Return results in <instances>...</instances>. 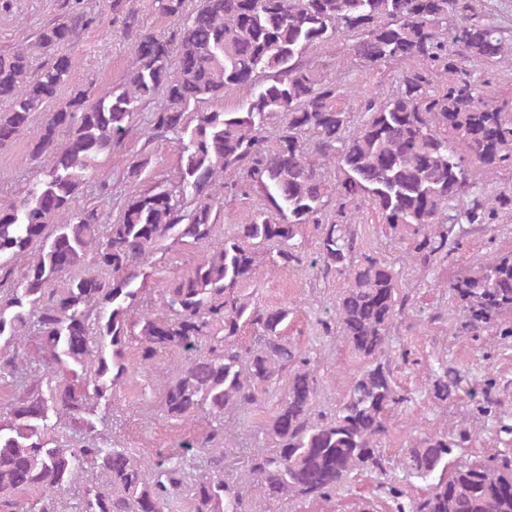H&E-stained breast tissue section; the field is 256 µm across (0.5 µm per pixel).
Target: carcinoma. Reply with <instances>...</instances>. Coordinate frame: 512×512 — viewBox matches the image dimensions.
<instances>
[{
    "instance_id": "obj_1",
    "label": "carcinoma",
    "mask_w": 512,
    "mask_h": 512,
    "mask_svg": "<svg viewBox=\"0 0 512 512\" xmlns=\"http://www.w3.org/2000/svg\"><path fill=\"white\" fill-rule=\"evenodd\" d=\"M163 16L180 17L184 0H154ZM133 66L105 93L75 91L49 112L69 83L71 47L99 24L85 0H64L60 18L34 33L33 48L48 56L32 72L30 48L0 52V148L17 141L37 112L46 113L24 160L38 179L24 195L0 203V377H15L36 357L59 377L49 396L30 376L0 413V512H57L58 497L75 490L80 471L108 477L109 489L86 488L80 512H164L184 489L181 467L161 459L144 477L136 457L104 447L95 423L130 373L127 349L142 365L179 349L180 365L162 389L170 418L210 422L202 439L185 444L207 455L208 469L190 486L192 512H252L239 482L224 478L231 447L226 415L256 406L259 393L288 372L275 412L262 427L272 448L253 454L246 472L269 497L336 494L359 472L386 474L379 439L387 413L408 401L387 358L393 325L407 297L394 265L356 246L352 206L366 201L390 232L406 241L407 256L423 267L448 258L456 226L496 224L512 214V189L477 188L472 167L490 174L512 167V112L488 93L493 67L505 51L504 32L480 16L472 0H201L176 29L145 32L129 11L122 18ZM351 36V59L364 67H397L395 90L360 100V120L337 107L341 81L324 79L306 59L312 47ZM229 91L244 94L232 111L201 105ZM155 104L145 143L175 141V179L132 194L113 224L97 207L75 208L100 157L135 130L138 110ZM281 123L267 145L271 120ZM67 135L60 142L61 134ZM151 157L128 164L123 178L139 184ZM336 169L333 215L324 167ZM237 178L222 180L226 174ZM257 193L265 207L235 225L224 247L203 258L161 294V311L129 320L143 302L147 267L159 251L212 236L223 196ZM320 230L309 266L347 279L334 321L364 363L348 394L330 414L314 415L317 386L311 359L280 335L284 307L245 298L242 283L256 274L264 246L276 264L302 261L298 226ZM30 257L16 274L15 262ZM107 278L77 276L86 259ZM446 288L459 302V332L477 339L489 327L512 336V256L482 260ZM38 327L34 344L23 331ZM256 329L248 346L241 327ZM459 372L439 364L432 395L454 402ZM55 412L82 435L76 448L50 438ZM468 433L433 432L402 449L400 465L428 479L429 494L397 512H512V456L498 453L450 465Z\"/></svg>"
}]
</instances>
